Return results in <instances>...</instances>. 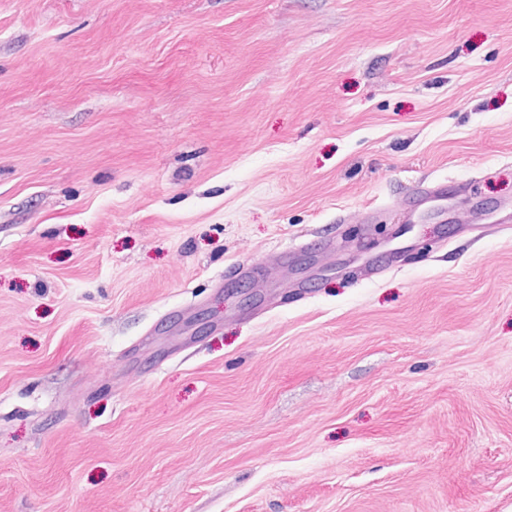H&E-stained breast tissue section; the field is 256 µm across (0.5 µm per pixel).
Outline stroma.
<instances>
[{
	"instance_id": "35a3bbf8",
	"label": "stroma",
	"mask_w": 512,
	"mask_h": 512,
	"mask_svg": "<svg viewBox=\"0 0 512 512\" xmlns=\"http://www.w3.org/2000/svg\"><path fill=\"white\" fill-rule=\"evenodd\" d=\"M0 512H512V0H0Z\"/></svg>"
}]
</instances>
